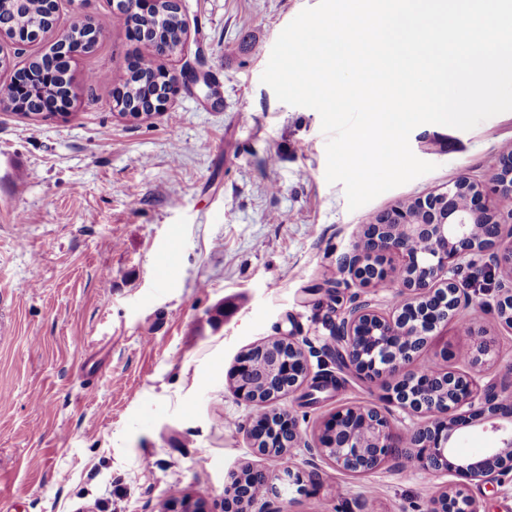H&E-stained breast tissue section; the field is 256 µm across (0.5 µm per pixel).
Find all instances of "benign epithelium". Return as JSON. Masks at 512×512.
<instances>
[{
	"instance_id": "benign-epithelium-1",
	"label": "benign epithelium",
	"mask_w": 512,
	"mask_h": 512,
	"mask_svg": "<svg viewBox=\"0 0 512 512\" xmlns=\"http://www.w3.org/2000/svg\"><path fill=\"white\" fill-rule=\"evenodd\" d=\"M159 0H117V9L130 18L155 12ZM42 33L24 30L8 37L0 33V68L11 67L13 51L41 39ZM178 78L163 71L158 80L164 110ZM512 196V157L499 155L488 183L460 178L440 192L394 206L364 227L355 252L342 266L362 283L377 286L389 276L385 261L400 259L406 299L388 313L377 309L373 299L359 302L345 317L341 328L347 365L364 381L386 382L388 401L403 409L410 423L397 428L375 407L348 406L336 411L317 438L312 451L336 468L363 476L393 458L410 459L413 467L434 474L462 473L472 480H492L512 470V383L480 386L465 374L434 369L426 377L410 376L406 368L431 344L441 360H448V320L465 302L459 279L466 257H487L489 265L503 275L495 311L512 330V234L502 237L495 200ZM424 238L428 248L412 250ZM401 336L411 337L409 346L396 348ZM470 343L463 352L476 361L492 355L496 342L480 330L467 331ZM278 340L288 345L287 380L268 402L302 386L308 377L304 350L291 336ZM427 414L424 425L415 417ZM465 428H479L494 435L495 445L477 456H461L457 442ZM271 439L284 450L295 447L299 432L294 421L276 413L269 423ZM160 512H212L206 499L187 494L165 503ZM429 512H480L476 502L460 489L441 492L430 502Z\"/></svg>"
}]
</instances>
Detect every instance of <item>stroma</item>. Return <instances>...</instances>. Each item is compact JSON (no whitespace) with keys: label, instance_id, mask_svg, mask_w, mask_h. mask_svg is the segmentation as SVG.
Listing matches in <instances>:
<instances>
[{"label":"stroma","instance_id":"stroma-1","mask_svg":"<svg viewBox=\"0 0 512 512\" xmlns=\"http://www.w3.org/2000/svg\"><path fill=\"white\" fill-rule=\"evenodd\" d=\"M180 3L183 44L155 59L178 77L163 112L113 107L111 83L141 48L114 0H56L57 32L103 28L70 62L67 117L0 110V512H159L187 493L227 512L225 488L245 467L269 479L258 512H427L448 484L482 512H512V473L438 478L391 461L356 477L304 448L341 407L401 415L336 361L332 331L352 302L387 312L394 295L363 287L342 259L391 206L460 176L487 182L512 147V111L469 131L417 126L410 147L434 171L352 211L325 179L318 112L260 80L280 32L318 0ZM93 73L110 83L90 84ZM498 280L478 277L448 323L452 346L467 325L495 339L492 361L447 362L483 386L512 366V331L488 308ZM286 334L310 376L341 385L276 403L302 440L276 461L255 451L256 408L229 373Z\"/></svg>","mask_w":512,"mask_h":512}]
</instances>
